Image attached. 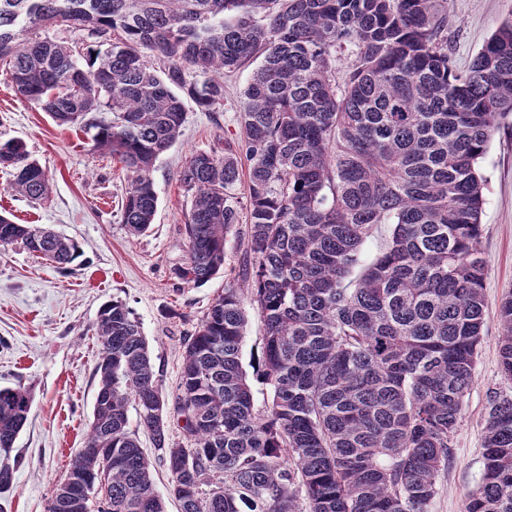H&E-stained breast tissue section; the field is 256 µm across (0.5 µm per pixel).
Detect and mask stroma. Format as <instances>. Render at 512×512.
<instances>
[{
	"label": "stroma",
	"instance_id": "1",
	"mask_svg": "<svg viewBox=\"0 0 512 512\" xmlns=\"http://www.w3.org/2000/svg\"><path fill=\"white\" fill-rule=\"evenodd\" d=\"M512 0H450L449 45L458 71L506 18ZM253 65L224 76V101L205 111L187 103L178 142L156 163L158 210L150 230L131 235L122 222L126 176L119 162L94 152L87 137L57 125L15 95L0 74V141L18 138L45 168L51 197L42 205L7 191L0 169V211L17 223L48 226L75 239L81 257L60 271L16 244L0 250V386H23L31 412L11 457L20 458L14 484L0 493V512H48L53 488L84 446L97 393L101 345L95 326L101 306L119 300L141 324L166 398L179 383L182 342L230 283L228 268L242 261L240 238L230 232L226 272L196 287L179 281L187 259L184 224L190 198L179 172L192 153L238 145L241 96ZM486 179L482 209L488 308L474 383L464 398L452 439L453 460L434 512H464L465 494L484 468V427L491 392H512L499 372L501 329L497 306L512 289V129L497 133L481 163Z\"/></svg>",
	"mask_w": 512,
	"mask_h": 512
}]
</instances>
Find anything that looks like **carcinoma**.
I'll list each match as a JSON object with an SVG mask.
<instances>
[{"label":"carcinoma","mask_w":512,"mask_h":512,"mask_svg":"<svg viewBox=\"0 0 512 512\" xmlns=\"http://www.w3.org/2000/svg\"><path fill=\"white\" fill-rule=\"evenodd\" d=\"M59 25L85 37L57 40ZM256 60L239 149L195 153L180 172L191 204L175 276L193 286L224 271L241 220L232 190L247 172L241 285L183 339L171 404L140 322L120 300L101 307L85 447L112 451V466L79 452L48 512H87L72 507L70 479L103 470L97 512H166L129 429L131 402L180 512H432L487 309L480 162L512 118V17L459 73L448 0H0V64L15 93L123 165L122 220L134 236L154 223L152 173L181 135L185 99L211 110L224 101L215 73ZM0 167L18 195L49 199L23 141H0ZM2 224L9 244L57 269L81 256L49 228L1 214ZM380 224L392 226L387 249L351 279ZM247 304L263 325L260 406L242 365ZM497 316L512 382V292ZM31 402L25 388H0L1 452ZM173 413L191 416L181 442ZM484 448L465 512H512V394L490 395ZM18 464L0 462V492Z\"/></svg>","instance_id":"1"}]
</instances>
